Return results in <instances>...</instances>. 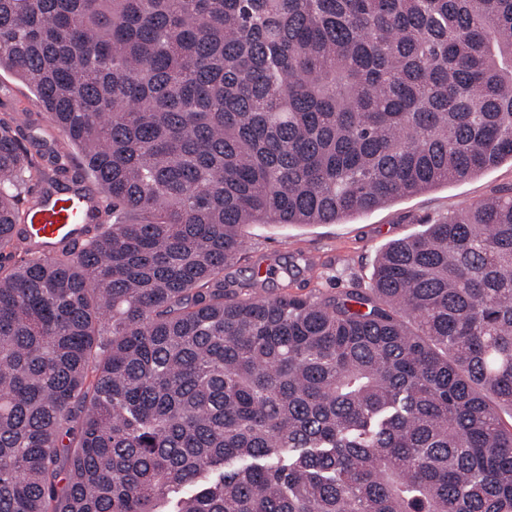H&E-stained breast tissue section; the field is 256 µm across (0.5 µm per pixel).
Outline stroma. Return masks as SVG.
Masks as SVG:
<instances>
[{
    "label": "stroma",
    "instance_id": "1",
    "mask_svg": "<svg viewBox=\"0 0 512 512\" xmlns=\"http://www.w3.org/2000/svg\"><path fill=\"white\" fill-rule=\"evenodd\" d=\"M27 112L31 124L24 128L26 143L36 144L43 154L64 144L27 84L12 71L0 69V117ZM512 185V163L460 182L399 198L371 212L337 224H249L242 230L244 246L238 263L225 267L226 287L273 297L284 292L323 298L351 283L368 285L379 252L390 241L421 231L423 224L459 210L465 205L494 196ZM307 259L308 268L291 280L279 272L297 258ZM263 271L255 280V271Z\"/></svg>",
    "mask_w": 512,
    "mask_h": 512
}]
</instances>
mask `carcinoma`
<instances>
[{"instance_id": "1", "label": "carcinoma", "mask_w": 512, "mask_h": 512, "mask_svg": "<svg viewBox=\"0 0 512 512\" xmlns=\"http://www.w3.org/2000/svg\"><path fill=\"white\" fill-rule=\"evenodd\" d=\"M0 512H512V186L367 288L224 287L247 224L512 162V0H0ZM103 215L51 260L33 183ZM11 112L31 113V125L23 129L24 143L32 152L38 149L45 155L43 163H47L46 160L52 155V150L65 146V138L50 126L47 115L35 102L27 84L12 71L1 68L0 117ZM34 142L39 143L33 146Z\"/></svg>"}]
</instances>
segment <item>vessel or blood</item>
Here are the masks:
<instances>
[{"mask_svg":"<svg viewBox=\"0 0 512 512\" xmlns=\"http://www.w3.org/2000/svg\"><path fill=\"white\" fill-rule=\"evenodd\" d=\"M77 189L80 196L74 202L64 193H43L39 203L27 211L24 223L14 228L23 248L49 258L85 239L87 224L95 220L99 192L83 183Z\"/></svg>","mask_w":512,"mask_h":512,"instance_id":"1","label":"vessel or blood"}]
</instances>
